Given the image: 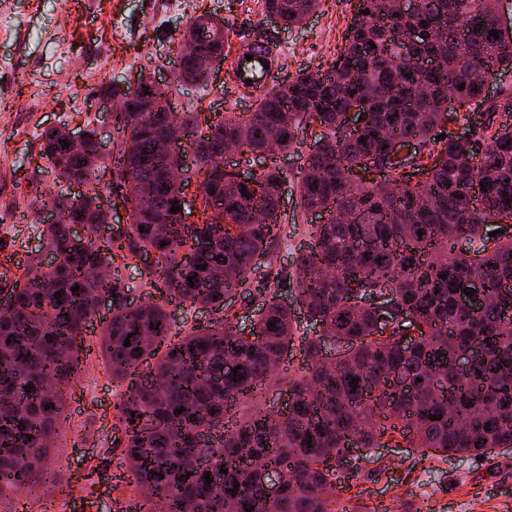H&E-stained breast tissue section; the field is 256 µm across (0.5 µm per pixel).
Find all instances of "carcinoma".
<instances>
[{"label": "carcinoma", "instance_id": "obj_1", "mask_svg": "<svg viewBox=\"0 0 512 512\" xmlns=\"http://www.w3.org/2000/svg\"><path fill=\"white\" fill-rule=\"evenodd\" d=\"M497 3L421 0L406 16L398 0H359L329 79L301 70L273 85L248 118L221 120L197 140L199 165L214 171L203 187V212H217L220 222L185 224L182 213L171 212L182 195V184L169 178L179 156L160 152L156 132L197 123L193 112L172 120L171 89L119 91L133 100L147 95L151 108L120 113L116 187L130 198L148 195L161 224L133 213L111 239H99L95 228L109 219L103 190L91 180L103 160L95 131L86 132L79 151L64 147L58 130L43 131L42 157L60 181L83 183L86 193L59 196L55 207L66 214L42 226L55 264L32 258L21 276L0 275V294L12 299L0 309V495L49 480L44 463L65 413L63 389L105 293L111 317L101 327L99 349L112 379L122 383L141 372L140 382L121 393L115 427L123 433L128 473L146 493L147 512H330L328 490L336 484L330 462L352 436L362 448L403 445L447 458L512 448V234L499 232L486 245L489 233L501 229L498 220L512 218V125L495 122L512 117V90L488 102V121L466 139L443 122L448 101L467 111L483 104L484 78L512 69V30L499 26ZM320 4L263 0V10L289 29ZM410 25L438 32L402 59L391 33ZM187 31L207 50L224 45L199 31L195 19ZM203 81L197 60L185 61L177 84ZM352 107L367 114L357 136L343 130L342 114ZM314 117L321 132L303 166L300 206L333 217L311 225L315 244L296 257L288 281H252L255 262L269 255L281 233L285 176L267 166L242 183L216 166L215 157L228 142L261 153L272 138L286 151L299 132H313ZM442 133L446 138H438ZM402 140L420 145L417 182L387 166ZM369 157L383 175L350 185L347 172ZM72 218L90 222L86 237L71 233ZM464 236L479 246L456 252ZM151 253L140 286L182 305L210 307L222 318L181 336L162 302L130 307L121 268ZM22 278L31 287H18ZM474 278L489 285L480 313L456 301L459 285ZM391 281L399 284L395 305L356 302ZM287 285L307 318L320 324L318 335L298 334L295 315L278 298ZM240 288L257 305L250 335L233 326L235 315L226 308ZM405 312L422 326L409 349L395 339ZM388 325L391 336L377 337ZM327 339L350 346L333 369L318 362ZM290 350L304 364L282 375L293 403L274 420L261 407L262 385ZM470 353L469 367L455 373L457 359ZM240 400L236 427L224 429L227 403ZM433 415L438 419L430 420ZM273 455L282 465V496L274 507L261 486Z\"/></svg>", "mask_w": 512, "mask_h": 512}]
</instances>
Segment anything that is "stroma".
Returning <instances> with one entry per match:
<instances>
[{"label": "stroma", "mask_w": 512, "mask_h": 512, "mask_svg": "<svg viewBox=\"0 0 512 512\" xmlns=\"http://www.w3.org/2000/svg\"><path fill=\"white\" fill-rule=\"evenodd\" d=\"M356 3L323 0L302 24L287 29L260 0H184L179 11L169 10L167 0H0V12L10 16L8 27H0V268L14 270L45 253L39 238L44 215L27 207V197L39 193L50 201L79 192L58 182L41 161L42 131L95 130L104 162L112 164L119 116L113 88L134 85L141 69L173 60L191 17L208 11L223 18L225 57L248 43L273 47V80L281 83L304 68L333 67ZM170 99L174 110L214 122L253 111L256 102L253 92L235 88L224 66L205 85L174 88ZM311 142L298 135L294 147L277 156L286 179L282 232L262 278L286 279L312 243L311 217L300 207L298 190ZM109 316L108 303H101L87 328L46 461L53 477L47 491L27 494V512H116L119 499L136 493L134 485L113 480L126 462L113 428L121 388L97 348ZM336 470L345 479L330 493L335 512H512V449L473 460L424 456L416 448H362Z\"/></svg>", "instance_id": "stroma-1"}]
</instances>
